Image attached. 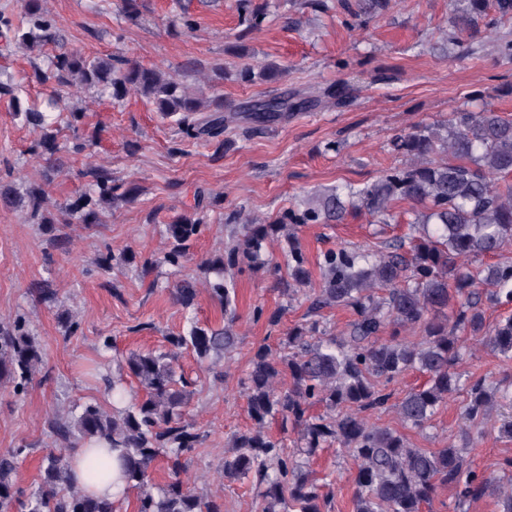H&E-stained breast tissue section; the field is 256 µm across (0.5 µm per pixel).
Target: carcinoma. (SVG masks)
<instances>
[{"label": "carcinoma", "instance_id": "obj_1", "mask_svg": "<svg viewBox=\"0 0 512 512\" xmlns=\"http://www.w3.org/2000/svg\"><path fill=\"white\" fill-rule=\"evenodd\" d=\"M390 0H320L318 7L345 16V23L374 16ZM21 20L0 11V35L28 49L55 45L45 68L35 72L42 85L58 91L77 84L108 96L115 102L135 92L155 111L174 119L188 138L215 141L224 146V120L236 111L250 112L264 123L296 110L298 98L284 91L258 97L242 108L224 106V97L205 98L188 91L183 83L157 67L143 66L123 55L89 58L60 42L44 0H20ZM243 32L259 31L271 22L263 0H233ZM512 20V0H450L448 41L474 51L481 30L494 32ZM493 51L503 63H512V37L493 40ZM286 69L269 66L258 73L269 81ZM253 69L244 65L238 78L254 81ZM231 112L226 117L224 113ZM25 123L36 137L31 151L47 164L46 183L63 172L58 140L59 122L37 104L23 111ZM403 162L374 180L338 184L307 203L290 207L272 221L261 224L244 209L234 213V239L224 255L205 263L212 297L224 304L220 327L192 325L188 333L167 336L170 350L132 352L125 359L127 372L144 390L141 398L126 402L122 379L108 382L112 412L96 403L86 404L72 421L54 422L55 447L47 449L40 466V481L26 491L14 484L17 460L24 452L14 448L0 454V512H115L114 502L86 495L74 485L70 458L86 443H105L112 461L100 455L84 458L89 481L112 476L122 492L138 491L135 512H224V503L212 495L187 487L181 474L187 456L196 448L199 434L186 420L191 391L178 371L172 351L189 349L199 360L228 355L235 346L236 320L232 294L236 274L246 269H286L288 294L311 286L308 258L299 232L307 224H339L352 206H358L382 224L392 218V205L411 204L415 219L408 222L411 246L400 252L340 247L322 254L320 280L309 295V309L318 313L331 306L352 311L347 336L339 341L314 320L288 330L282 352L265 347L254 352L242 385L253 428L232 437L224 455V481L253 477L258 488V512H325L330 508L327 483L305 469L309 460L337 446L355 463L352 512H423L437 489L455 490L458 504L496 497L498 512H512V457L494 463L486 474L472 470L462 450L414 448L408 438L389 427L372 424L366 413L384 409L392 397L390 382L410 370L427 375V382L407 392L396 405L401 423L419 432L459 391L466 394L460 415L464 436L482 434L493 410L508 411L498 434L512 437V391L487 378L461 382L452 368L463 360L461 338L471 336L493 354L512 360V315L488 328L479 308L481 298L496 306L512 304V261L470 266L465 259L500 255L512 246V118L482 107L457 109L448 119L415 124L389 142ZM88 189L58 214H43L46 190L24 193L0 186V206L21 212L38 224H66L77 214L84 224L103 223L106 205L132 200L138 187L122 186L103 167L83 171ZM205 195L194 197L191 212L167 226L172 248L162 256H147L142 269L163 265L178 267L191 243L206 223ZM284 239L288 249L279 262L268 250ZM172 298L184 310L194 305L196 289L180 280ZM414 330L420 341L410 343L402 332ZM41 361L40 346L24 323L0 327V380L28 381ZM288 374V387L278 386ZM321 404L325 411L310 410ZM281 418L297 429L300 447L288 452L282 439L266 431ZM164 460L166 482L156 488L152 471Z\"/></svg>", "mask_w": 512, "mask_h": 512}]
</instances>
